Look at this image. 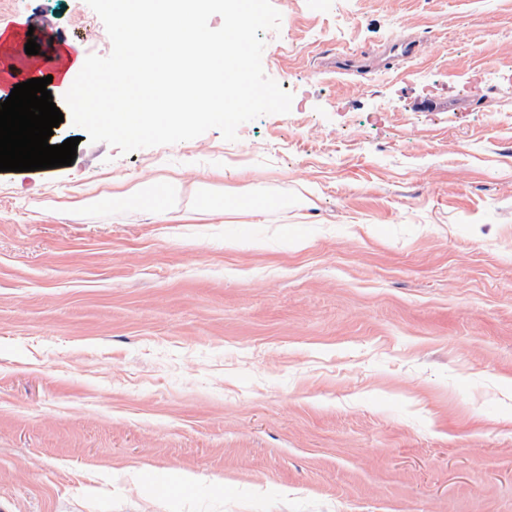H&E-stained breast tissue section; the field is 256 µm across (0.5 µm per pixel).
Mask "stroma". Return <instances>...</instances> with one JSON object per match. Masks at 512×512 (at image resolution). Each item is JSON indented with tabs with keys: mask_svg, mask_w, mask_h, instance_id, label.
Returning a JSON list of instances; mask_svg holds the SVG:
<instances>
[{
	"mask_svg": "<svg viewBox=\"0 0 512 512\" xmlns=\"http://www.w3.org/2000/svg\"><path fill=\"white\" fill-rule=\"evenodd\" d=\"M271 3L305 111L127 155L67 119L72 165L0 172V512H512V0ZM1 31L60 109V48H112L86 0ZM170 181L178 224L133 203Z\"/></svg>",
	"mask_w": 512,
	"mask_h": 512,
	"instance_id": "1",
	"label": "stroma"
}]
</instances>
